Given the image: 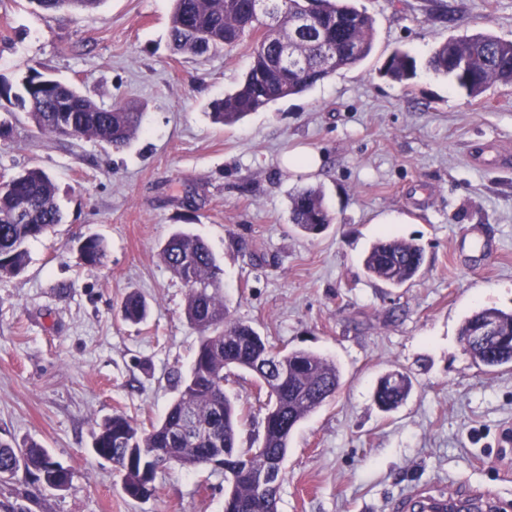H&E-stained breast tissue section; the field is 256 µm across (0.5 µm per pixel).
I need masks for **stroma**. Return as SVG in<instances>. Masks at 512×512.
Here are the masks:
<instances>
[{
	"mask_svg": "<svg viewBox=\"0 0 512 512\" xmlns=\"http://www.w3.org/2000/svg\"><path fill=\"white\" fill-rule=\"evenodd\" d=\"M375 20L374 49L306 92L230 127L210 103L251 65L252 39L204 58L174 53L171 0H102L90 14L0 0V82L30 69L85 88L100 105L131 103L142 126L114 150L91 138L35 134L0 98V172L43 168L64 222L32 241L17 276H0V442L34 441L71 470L67 490L18 471L0 501L29 512H224L228 482L211 468L161 469L155 493L127 497L93 450L97 424L122 412L159 421L198 345L187 290L160 252L177 231L202 237L224 270L233 318L270 343L339 367L335 397L301 421L284 460L278 512H400L414 490L493 488L512 505V366L489 373L464 353V316L512 310V86L471 99L427 67L451 37L512 40V0H354ZM397 49L418 63L410 86L381 76ZM321 158L311 173L283 159ZM321 188L334 222L306 236L289 222L296 191ZM104 239L102 263L78 246ZM421 244L418 276L393 288L363 258L379 238ZM148 306L138 324L124 298ZM392 370L410 397L373 400ZM249 417L240 448L263 433L264 398L233 369L224 384ZM120 312L123 320L140 323L147 316V306L140 296L130 294L123 300Z\"/></svg>",
	"mask_w": 512,
	"mask_h": 512,
	"instance_id": "1",
	"label": "stroma"
}]
</instances>
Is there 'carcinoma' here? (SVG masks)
Returning <instances> with one entry per match:
<instances>
[{
    "instance_id": "cac0c4a2",
    "label": "carcinoma",
    "mask_w": 512,
    "mask_h": 512,
    "mask_svg": "<svg viewBox=\"0 0 512 512\" xmlns=\"http://www.w3.org/2000/svg\"><path fill=\"white\" fill-rule=\"evenodd\" d=\"M46 11L66 9L78 14L94 11L101 0H29ZM169 37L173 49L203 57L230 51L247 36L255 38L252 63L236 89L209 105L214 124L231 126L251 112L300 94L316 83L367 58L373 49L374 20L350 0H172ZM310 17L312 23L297 29L294 22ZM429 68L451 78L472 99L480 98L493 84L512 85V41L488 33L451 37L436 46ZM380 72L399 83L417 75V60L396 50ZM0 97L14 98L28 121L42 135L94 138L116 150L127 146L141 126L142 113L115 103L100 106L73 84L33 71L22 91L12 93L0 85ZM56 186L40 168H25L0 176V275L24 271L28 244L62 223L56 204ZM334 217L317 188L298 191L291 198L290 222L308 236L322 233ZM79 252L90 264L101 263L105 243L99 236L84 239ZM161 257L186 288L187 322L199 333L198 348L189 374L178 381V394L165 416L145 428L122 413L98 423L94 451L123 466L122 488L138 497L144 484L155 490L140 462L143 448H174L189 470L211 465L217 449H224V474L230 477L224 512H277L278 493L266 495L256 483L261 468L276 470L288 452L298 423L313 413L341 385V373L326 357L306 350L278 352L274 370L259 364L269 342L254 328L232 318L224 303L223 269L208 244L183 231L173 233ZM424 262L422 247L414 242L385 237L372 244L364 258L366 272L393 287L412 280ZM123 320L140 323L147 306L135 294L126 296ZM490 320L496 334L476 336L482 320ZM464 351L474 363L492 371L512 364V311L487 307L466 316L459 331ZM248 372L261 382L275 378L267 392L263 434L256 448H238L241 409L237 399L224 391L226 371ZM411 391V382L399 371L382 376L374 401L385 412L396 409ZM42 445L29 442L21 448L0 443V475L19 468L44 478L55 487L58 470Z\"/></svg>"
}]
</instances>
